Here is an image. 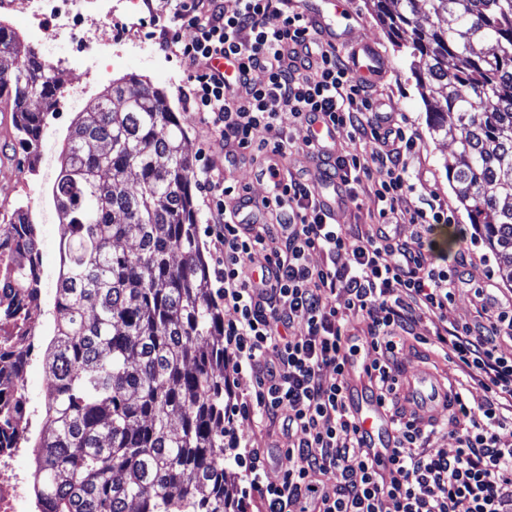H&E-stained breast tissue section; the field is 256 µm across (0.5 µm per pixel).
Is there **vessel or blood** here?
I'll return each instance as SVG.
<instances>
[{
  "instance_id": "obj_1",
  "label": "vessel or blood",
  "mask_w": 512,
  "mask_h": 512,
  "mask_svg": "<svg viewBox=\"0 0 512 512\" xmlns=\"http://www.w3.org/2000/svg\"><path fill=\"white\" fill-rule=\"evenodd\" d=\"M299 11L308 23V33L312 40L349 48L357 78L376 83L386 76L387 63L376 54L372 42L352 38L351 27L345 22L339 0H300ZM307 136L313 151V177L315 182L322 185L321 199L331 212H338L346 204L343 195L322 184L326 158L335 154L338 147L337 132L317 120L309 125ZM401 390L407 402L425 419L435 415L446 403L448 396L444 383L426 371L404 374ZM349 410L360 425L368 444L378 450L372 458L374 466L384 467L388 458L387 449L392 445L390 414L383 405L367 395L350 403Z\"/></svg>"
}]
</instances>
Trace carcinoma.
Segmentation results:
<instances>
[{
	"mask_svg": "<svg viewBox=\"0 0 512 512\" xmlns=\"http://www.w3.org/2000/svg\"><path fill=\"white\" fill-rule=\"evenodd\" d=\"M370 2L418 88L432 91L430 134L455 145L448 181L512 279V0ZM61 86L45 56L0 24V97L37 157ZM185 140L165 95L133 77L110 82L69 134L52 185L61 265L40 308L41 431L27 422L24 380L0 401V446L32 458L34 512H239L224 448V312ZM12 233L38 256L31 213L0 224ZM37 266L1 265L0 289L41 288ZM24 365L0 340V392Z\"/></svg>",
	"mask_w": 512,
	"mask_h": 512,
	"instance_id": "obj_1",
	"label": "carcinoma"
}]
</instances>
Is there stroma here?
<instances>
[{
    "label": "stroma",
    "instance_id": "35a3bbf8",
    "mask_svg": "<svg viewBox=\"0 0 512 512\" xmlns=\"http://www.w3.org/2000/svg\"><path fill=\"white\" fill-rule=\"evenodd\" d=\"M343 8L348 22L354 26L355 37L376 40L378 48L388 58L390 71L387 77L372 89L374 97L395 105L398 113L409 118L421 139V162L431 190L447 200L455 210L457 221L437 226L430 239L436 260H454L460 253L485 254L490 258L494 292L498 296H512V282L491 259V249L483 236L470 224L466 211L460 206L448 182L446 162L453 159V145L445 139L431 138L425 101L420 95L410 72V61L393 46L390 38L373 15L367 0H345ZM112 78L136 77L165 92L169 105L177 112L186 131L187 149L191 158L207 155L216 172H228L230 181L248 187L254 197L260 198L269 190L263 159L247 151L235 166H227L226 149L218 135L205 124L196 112L187 110L183 90L189 85V73L174 50H157L155 55H127L113 67ZM100 88H92L83 101L74 103L59 97L52 115L47 118L48 128L42 143V158L32 161L21 150L13 136L12 128L0 127V156L8 160L0 168V195L9 194L11 203H24L39 226V257L44 271L56 273L59 268V240L61 227L53 217L51 188L60 168V155L66 147L69 131L78 113L87 111L99 101ZM404 368L424 365L436 372L445 383H457L462 375L444 353L428 344L407 338L402 354Z\"/></svg>",
    "mask_w": 512,
    "mask_h": 512
}]
</instances>
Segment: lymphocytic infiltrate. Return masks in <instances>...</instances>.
<instances>
[{
  "label": "lymphocytic infiltrate",
  "mask_w": 512,
  "mask_h": 512,
  "mask_svg": "<svg viewBox=\"0 0 512 512\" xmlns=\"http://www.w3.org/2000/svg\"><path fill=\"white\" fill-rule=\"evenodd\" d=\"M235 3L229 11L220 0H177L173 13L175 26L191 32L180 45L191 72L186 106L229 146V161L240 149L285 154V118L306 124L319 116L348 128L351 143L374 145L370 157L349 150L333 161L347 201L357 199L373 171L382 174L373 189L380 222L363 233L334 222L308 175L274 183L276 221L262 224L259 206L234 208V187L213 177L210 164L194 173L209 203L216 295L232 313L224 323V372H247L254 380L253 394L231 406L229 418L278 419L297 438L284 451L288 470L279 482L266 484L262 475L275 460L273 450L241 446L231 435L241 479L259 493L266 512H292L303 499L312 512H380L385 500L394 512H456L462 501L469 512H512V420L503 414L512 408V358L500 352L503 338L512 339V309L479 286L473 298L490 311L488 321L449 325L448 308L466 279L453 277L424 250L400 243V224L419 225L428 235L454 221L447 201L428 190L414 165L416 129L405 117L381 125L367 86L334 48L306 39V22L288 0ZM219 56L235 61L232 76L213 68ZM258 71L263 81H254ZM415 192L422 195L421 206L406 209ZM257 250L269 256L256 274L247 261ZM313 251L325 255L323 265L310 264ZM343 254L349 260L341 265ZM426 314L436 319L431 344L446 350L466 377L451 388L449 407L470 426L455 455L435 458L421 451L430 429L398 417L390 466L377 470L348 413L345 376L353 348L346 325L352 316L366 320L365 343L374 353L371 394L390 406L405 336ZM474 385L484 392L481 401L469 397ZM330 476L339 480L335 495H319V482Z\"/></svg>",
  "instance_id": "obj_1"
}]
</instances>
